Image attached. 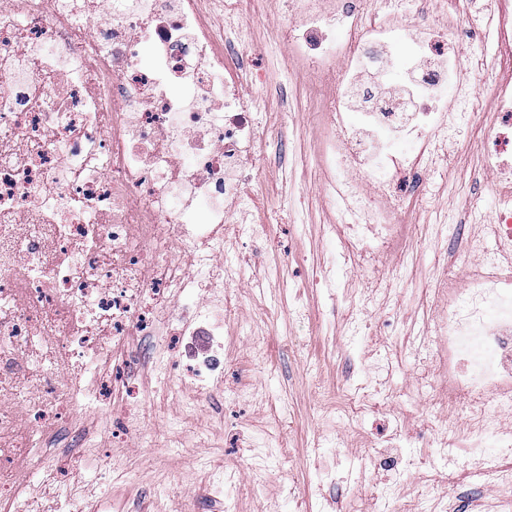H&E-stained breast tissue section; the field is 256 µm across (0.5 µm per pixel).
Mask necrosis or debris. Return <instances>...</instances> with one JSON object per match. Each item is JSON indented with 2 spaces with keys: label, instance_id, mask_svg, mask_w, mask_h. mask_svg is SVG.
I'll use <instances>...</instances> for the list:
<instances>
[{
  "label": "necrosis or debris",
  "instance_id": "necrosis-or-debris-1",
  "mask_svg": "<svg viewBox=\"0 0 512 512\" xmlns=\"http://www.w3.org/2000/svg\"><path fill=\"white\" fill-rule=\"evenodd\" d=\"M76 2L0 0V512H38L31 487L48 443L83 411L111 410L118 447L139 434L130 407L111 406L144 359L133 337L186 360L179 381L196 400L247 386L224 382V321L238 315L224 232L264 231L244 219L258 205L246 183L262 132L238 76L248 48L229 51L220 30L201 26L197 0ZM383 2L378 18L373 0H288L282 31L308 71L336 79L321 161L343 249L361 266L396 250L405 198L425 197L424 172L450 161L438 142L479 107L458 73L462 40L483 36L482 11L406 34L392 23L406 0ZM393 66L409 80L395 101L362 81ZM491 94L504 131L483 151L512 161V85ZM457 258L466 285L437 276L434 333L448 400L483 406L478 448L512 411V269L470 237ZM105 458L70 444L56 496L74 501L77 472L96 477Z\"/></svg>",
  "mask_w": 512,
  "mask_h": 512
}]
</instances>
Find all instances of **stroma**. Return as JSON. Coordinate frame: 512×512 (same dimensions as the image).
Here are the masks:
<instances>
[{"label": "stroma", "instance_id": "35a3bbf8", "mask_svg": "<svg viewBox=\"0 0 512 512\" xmlns=\"http://www.w3.org/2000/svg\"><path fill=\"white\" fill-rule=\"evenodd\" d=\"M284 21L283 0H240L225 25L229 32L246 29L253 67L267 84L290 83L288 97L265 94L258 101L271 130L259 151L266 175L250 187L272 220L259 241H238L224 253L239 269L233 289L242 319L254 316L267 326L265 336L237 337V367L226 370L225 379L233 383L246 374L257 394L233 405L220 395L193 403L170 372L146 361L137 373L146 396L134 413L148 423L132 447L113 449L97 480L82 486L78 503L101 512H167L221 466L241 477L230 494L236 512H304L286 495L293 485L319 486L321 512H346L354 487L372 512L418 502L447 504V512H501L512 491L490 488L473 449L460 443L448 459H434V441L460 407L450 403L441 416L425 417L426 399L414 387L439 380L440 373L432 352L412 349L436 316L432 288L453 251L454 232L436 236L437 226L463 220L473 204L483 212L497 207V181L480 175L481 146L500 127L494 101L485 97L460 128L452 173L432 175L428 205L405 206L398 255L371 272L355 270L344 259L341 217L323 192L319 162L320 109L334 82L311 80L281 37ZM367 276L379 286L373 311L365 313ZM296 300L304 316L290 314ZM377 365L376 401L390 406V415L346 417L350 387L362 367ZM283 406V445L254 471L244 438L267 431ZM318 435L335 436V446L313 453ZM402 435L419 467L360 471L368 452ZM387 487L394 495L385 502L380 493Z\"/></svg>", "mask_w": 512, "mask_h": 512}]
</instances>
